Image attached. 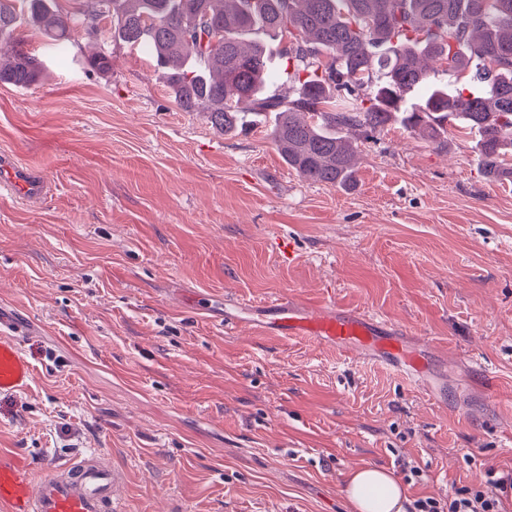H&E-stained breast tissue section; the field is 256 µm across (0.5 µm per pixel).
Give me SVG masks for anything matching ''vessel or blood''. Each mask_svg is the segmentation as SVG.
I'll return each mask as SVG.
<instances>
[{
    "label": "vessel or blood",
    "mask_w": 512,
    "mask_h": 512,
    "mask_svg": "<svg viewBox=\"0 0 512 512\" xmlns=\"http://www.w3.org/2000/svg\"><path fill=\"white\" fill-rule=\"evenodd\" d=\"M0 183L31 200L47 194L44 179L8 160L0 162ZM271 306L288 332L355 346L376 345L392 356L401 350L397 335H379L377 320L365 315L338 310L302 317L284 299L272 301ZM21 334L19 325L0 320V393L24 391L34 379V368L21 348ZM122 480V473L98 452L40 475L25 457L0 451V512H117L116 487Z\"/></svg>",
    "instance_id": "obj_1"
}]
</instances>
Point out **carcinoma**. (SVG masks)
<instances>
[{
	"instance_id": "carcinoma-1",
	"label": "carcinoma",
	"mask_w": 512,
	"mask_h": 512,
	"mask_svg": "<svg viewBox=\"0 0 512 512\" xmlns=\"http://www.w3.org/2000/svg\"><path fill=\"white\" fill-rule=\"evenodd\" d=\"M23 2L57 44L77 29L96 37L110 19L112 38L148 49L180 111L203 110L225 132L248 109L273 113V143L309 182L356 184L351 137L392 123L442 144L452 122L475 135L486 178H512V0H90L78 15ZM16 3L0 0V83L29 86L41 64L15 36ZM209 30L218 37L204 48ZM264 31L286 39L281 56L298 83L288 101L268 93L267 47L246 41ZM448 72L463 79L452 94L436 79Z\"/></svg>"
}]
</instances>
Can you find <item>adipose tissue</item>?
<instances>
[{
	"label": "adipose tissue",
	"mask_w": 512,
	"mask_h": 512,
	"mask_svg": "<svg viewBox=\"0 0 512 512\" xmlns=\"http://www.w3.org/2000/svg\"><path fill=\"white\" fill-rule=\"evenodd\" d=\"M344 493L353 512H406L405 489L378 467L351 470L345 478Z\"/></svg>",
	"instance_id": "ef3b65f1"
}]
</instances>
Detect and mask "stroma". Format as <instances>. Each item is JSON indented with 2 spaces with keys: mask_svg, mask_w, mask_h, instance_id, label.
Returning <instances> with one entry per match:
<instances>
[{
  "mask_svg": "<svg viewBox=\"0 0 512 512\" xmlns=\"http://www.w3.org/2000/svg\"><path fill=\"white\" fill-rule=\"evenodd\" d=\"M17 35L43 75L0 84V154L51 191L0 194V313L35 369L0 395V450L104 452L124 512H350L362 466L444 504L512 472V180L470 135L388 127L344 191L288 168L270 121L180 111L111 34ZM282 298L376 317L424 362L281 331Z\"/></svg>",
  "mask_w": 512,
  "mask_h": 512,
  "instance_id": "stroma-1",
  "label": "stroma"
}]
</instances>
